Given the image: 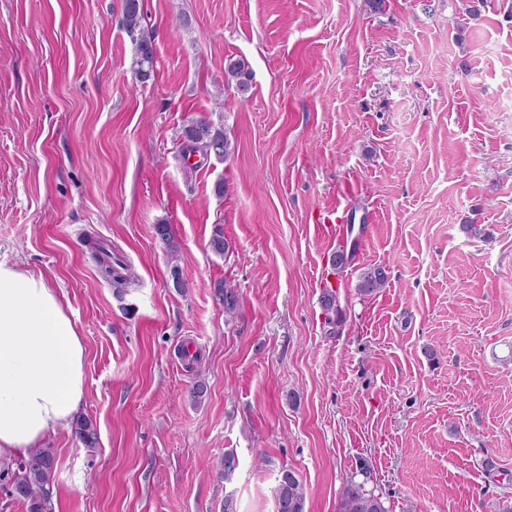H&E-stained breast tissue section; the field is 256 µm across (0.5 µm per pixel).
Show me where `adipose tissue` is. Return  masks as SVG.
Listing matches in <instances>:
<instances>
[{
  "mask_svg": "<svg viewBox=\"0 0 512 512\" xmlns=\"http://www.w3.org/2000/svg\"><path fill=\"white\" fill-rule=\"evenodd\" d=\"M85 345L40 274L0 261V458H25L85 402Z\"/></svg>",
  "mask_w": 512,
  "mask_h": 512,
  "instance_id": "adipose-tissue-1",
  "label": "adipose tissue"
}]
</instances>
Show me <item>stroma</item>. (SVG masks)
I'll return each mask as SVG.
<instances>
[{"label":"stroma","mask_w":512,"mask_h":512,"mask_svg":"<svg viewBox=\"0 0 512 512\" xmlns=\"http://www.w3.org/2000/svg\"><path fill=\"white\" fill-rule=\"evenodd\" d=\"M142 3L143 83L122 0H0V259L43 274L75 321L98 434L51 433L47 512H275L284 468L306 512H336L351 480L389 512H501L512 0ZM229 56L249 65L248 98L224 82ZM197 117L223 119L234 150L190 171L177 135ZM329 210L358 242L334 330ZM89 237L130 264L125 294ZM372 265L389 281L364 296ZM139 1L141 0H122V23L135 42L134 64L136 68H134V72L136 78L139 81H144L153 72L154 49L151 39L145 37L134 38V33L140 27L143 17ZM388 281L389 276L385 266L369 267L360 273L357 290L361 295L370 296L385 288ZM332 285H326L321 296V307L325 322L328 325H341L343 321L342 309L339 305L338 294Z\"/></svg>","instance_id":"1"}]
</instances>
